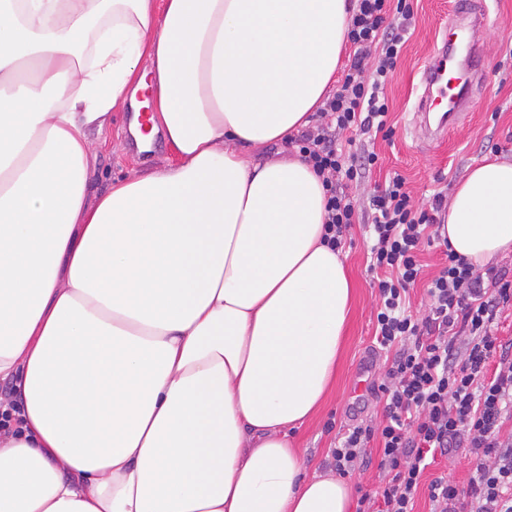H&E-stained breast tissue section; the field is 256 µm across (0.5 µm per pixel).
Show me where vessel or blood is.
Returning <instances> with one entry per match:
<instances>
[{
  "instance_id": "1",
  "label": "vessel or blood",
  "mask_w": 512,
  "mask_h": 512,
  "mask_svg": "<svg viewBox=\"0 0 512 512\" xmlns=\"http://www.w3.org/2000/svg\"><path fill=\"white\" fill-rule=\"evenodd\" d=\"M488 21L483 0H456L440 45L420 73L418 116L411 128L415 140L445 141L473 111L486 80L480 33Z\"/></svg>"
}]
</instances>
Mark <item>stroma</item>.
Wrapping results in <instances>:
<instances>
[{"mask_svg": "<svg viewBox=\"0 0 512 512\" xmlns=\"http://www.w3.org/2000/svg\"><path fill=\"white\" fill-rule=\"evenodd\" d=\"M416 25L402 47L397 68L387 85L389 137L366 140V149L379 156L378 165L365 182L350 192L359 209H366L375 183L391 173L407 180L417 207H429L435 190L452 193L468 169L484 158L512 161V0H487L494 21L481 35L489 64V88L478 98L468 120L451 139L421 145L412 141L408 126L419 94L420 71L442 35L443 25L455 0H409ZM130 112H111L102 132L92 133L95 155L90 162L87 189L95 197L109 191L112 183L133 174L145 175L176 162L174 149L163 134H154L149 149H139L130 134ZM345 248L346 265L354 288L344 355L336 379L316 415L297 427L291 440L305 453L309 470H332L330 448L339 430L379 422L383 400L374 393L385 373V355L372 350L376 290L367 270L368 230L355 224Z\"/></svg>", "mask_w": 512, "mask_h": 512, "instance_id": "1", "label": "stroma"}]
</instances>
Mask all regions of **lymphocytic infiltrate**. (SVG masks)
<instances>
[{
  "label": "lymphocytic infiltrate",
  "instance_id": "obj_1",
  "mask_svg": "<svg viewBox=\"0 0 512 512\" xmlns=\"http://www.w3.org/2000/svg\"><path fill=\"white\" fill-rule=\"evenodd\" d=\"M413 20L408 0H350V64L317 125L294 139L323 178L327 246L345 248L352 224L369 226L374 339L393 354L378 387L381 421L349 429L331 458L338 474L373 461L384 476L378 490L360 496L356 512H414L427 468L465 448L472 477L464 487L441 476L426 483L431 512H512V431L505 429L512 421V339L496 334L501 313L512 307V269H478L445 249L426 288V312L413 315L409 290L421 275L423 248L439 238L444 192L433 194L429 208H416L397 174L375 184L362 213L349 192L378 160L354 145L386 128L385 86Z\"/></svg>",
  "mask_w": 512,
  "mask_h": 512
}]
</instances>
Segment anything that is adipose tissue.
<instances>
[{
  "label": "adipose tissue",
  "instance_id": "obj_1",
  "mask_svg": "<svg viewBox=\"0 0 512 512\" xmlns=\"http://www.w3.org/2000/svg\"><path fill=\"white\" fill-rule=\"evenodd\" d=\"M349 0H0V512H348L290 427L342 356L351 282L321 178L259 160L322 105ZM153 91L179 161L89 199L91 128ZM441 237L512 252V162Z\"/></svg>",
  "mask_w": 512,
  "mask_h": 512
}]
</instances>
